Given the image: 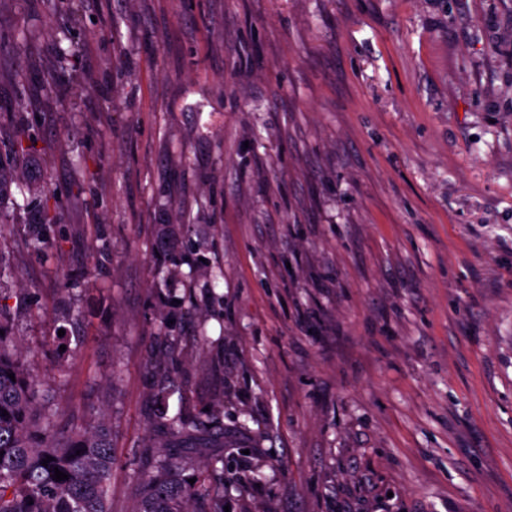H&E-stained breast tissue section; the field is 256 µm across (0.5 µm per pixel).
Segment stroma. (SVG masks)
<instances>
[{
  "label": "stroma",
  "mask_w": 512,
  "mask_h": 512,
  "mask_svg": "<svg viewBox=\"0 0 512 512\" xmlns=\"http://www.w3.org/2000/svg\"><path fill=\"white\" fill-rule=\"evenodd\" d=\"M20 143L0 308L114 512L164 411L230 512H512V0H0Z\"/></svg>",
  "instance_id": "stroma-1"
}]
</instances>
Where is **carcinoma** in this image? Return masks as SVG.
I'll use <instances>...</instances> for the list:
<instances>
[{
	"instance_id": "1",
	"label": "carcinoma",
	"mask_w": 512,
	"mask_h": 512,
	"mask_svg": "<svg viewBox=\"0 0 512 512\" xmlns=\"http://www.w3.org/2000/svg\"><path fill=\"white\" fill-rule=\"evenodd\" d=\"M25 171L15 149L11 160H0V200ZM156 428L155 451L135 477L137 512H224V483L207 489L201 473L189 483L188 462L173 452L189 445L209 453L212 442L203 423L178 414L159 418ZM48 456L52 461L42 465ZM114 466L106 412L92 409L86 425L59 429L45 381L35 375L0 311V512H112ZM57 469L68 478L56 481Z\"/></svg>"
}]
</instances>
